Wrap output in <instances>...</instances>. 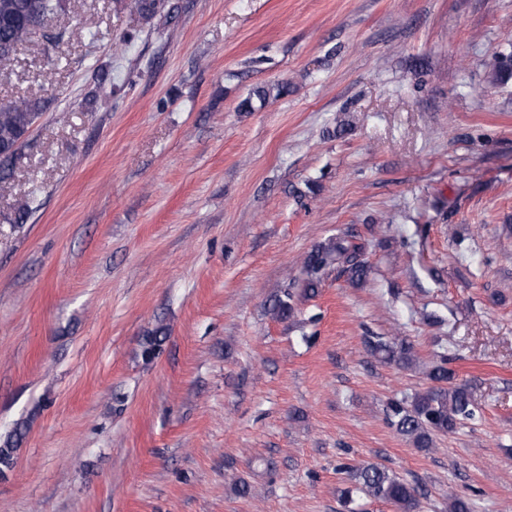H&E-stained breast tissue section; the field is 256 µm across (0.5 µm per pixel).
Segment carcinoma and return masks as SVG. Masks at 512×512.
<instances>
[{
	"label": "carcinoma",
	"instance_id": "obj_1",
	"mask_svg": "<svg viewBox=\"0 0 512 512\" xmlns=\"http://www.w3.org/2000/svg\"><path fill=\"white\" fill-rule=\"evenodd\" d=\"M126 7L149 21L161 7V0H127ZM63 10L64 0H0V69L8 66L20 45L36 36L46 18ZM511 77L512 54L503 55L492 80L505 82ZM288 90L286 84L258 88L242 100L239 110L250 112L253 99L265 101L272 96L284 95ZM44 108L45 101L40 98H18L0 103V180L11 175L19 153L18 145ZM363 251L364 242L351 233H342L315 245L302 262L304 293L316 295L324 271L332 266L349 273L356 283L363 281L367 275ZM166 339L162 329L143 337L140 343L142 359L155 358ZM367 346L370 354L382 363L403 369L420 367L414 345L403 336H370ZM448 364V355L435 354V360L426 370L432 385L408 399L393 400L388 405V425L420 451L430 450L436 435L451 432L459 421L471 420L476 415L473 388L456 383L455 372ZM16 451L11 439L0 444L1 473L13 468ZM339 471L365 498L387 503L395 512H416L419 507L417 487L378 464L363 467L342 464Z\"/></svg>",
	"mask_w": 512,
	"mask_h": 512
}]
</instances>
